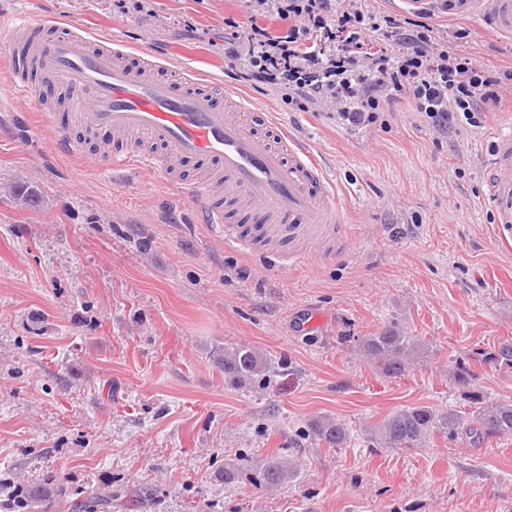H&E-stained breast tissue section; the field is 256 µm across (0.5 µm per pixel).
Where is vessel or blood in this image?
I'll list each match as a JSON object with an SVG mask.
<instances>
[{"instance_id":"vessel-or-blood-1","label":"vessel or blood","mask_w":512,"mask_h":512,"mask_svg":"<svg viewBox=\"0 0 512 512\" xmlns=\"http://www.w3.org/2000/svg\"><path fill=\"white\" fill-rule=\"evenodd\" d=\"M413 10L451 19L476 18L489 29L512 35V0H404ZM161 57L134 55L87 34L52 31L17 22L9 43V72L0 81V100L22 101L45 112L52 143L78 154L92 167L115 161L106 149L86 152L57 125L55 112L33 94L34 82L59 91L83 132L109 138L134 136L127 159L172 180L182 163L209 164L199 182L182 185L199 223L225 234L229 211L273 224L284 237L300 226L342 221L335 189L307 144L278 129L273 114L258 110L224 83L183 67L179 77L159 78ZM485 204L496 237L512 242V131L498 132L485 160Z\"/></svg>"}]
</instances>
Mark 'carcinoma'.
Instances as JSON below:
<instances>
[{
    "mask_svg": "<svg viewBox=\"0 0 512 512\" xmlns=\"http://www.w3.org/2000/svg\"><path fill=\"white\" fill-rule=\"evenodd\" d=\"M359 350L365 358L392 378H399L421 358V344L395 325L360 340ZM224 365V380L238 385L251 381L271 370V363L257 349L238 345L224 349L219 357ZM486 365L512 373V340H503L489 350L473 357H457L448 365V378L462 390L474 405L471 413L440 410L431 405L402 407L388 415L371 429L370 440L382 448H421L435 435L450 440L463 437L474 443L493 438L512 436V401H490L476 387L475 365ZM312 434L330 448H342L350 440L348 429L338 421L321 418L311 425ZM294 468L282 459L269 460L256 469L251 480L274 487L288 482ZM0 512H34L46 502L65 494L64 485L57 478L37 481H0ZM112 504V490L93 491L79 503L81 512H100Z\"/></svg>",
    "mask_w": 512,
    "mask_h": 512,
    "instance_id": "obj_1",
    "label": "carcinoma"
}]
</instances>
